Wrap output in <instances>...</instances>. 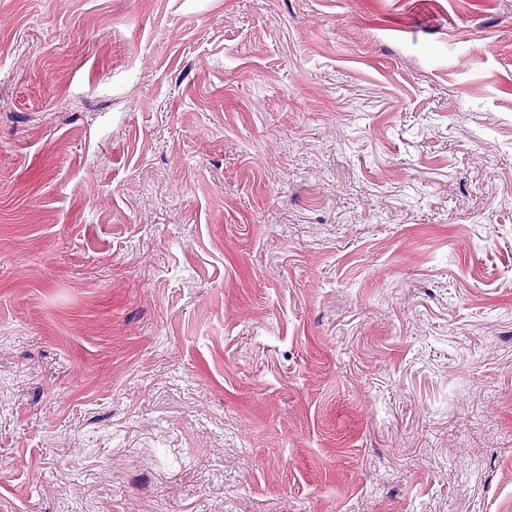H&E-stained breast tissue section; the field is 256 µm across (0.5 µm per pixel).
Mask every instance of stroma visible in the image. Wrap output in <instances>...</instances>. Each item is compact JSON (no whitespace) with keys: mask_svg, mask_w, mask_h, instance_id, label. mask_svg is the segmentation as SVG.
I'll return each instance as SVG.
<instances>
[{"mask_svg":"<svg viewBox=\"0 0 512 512\" xmlns=\"http://www.w3.org/2000/svg\"><path fill=\"white\" fill-rule=\"evenodd\" d=\"M0 512H512V0H0Z\"/></svg>","mask_w":512,"mask_h":512,"instance_id":"stroma-1","label":"stroma"}]
</instances>
